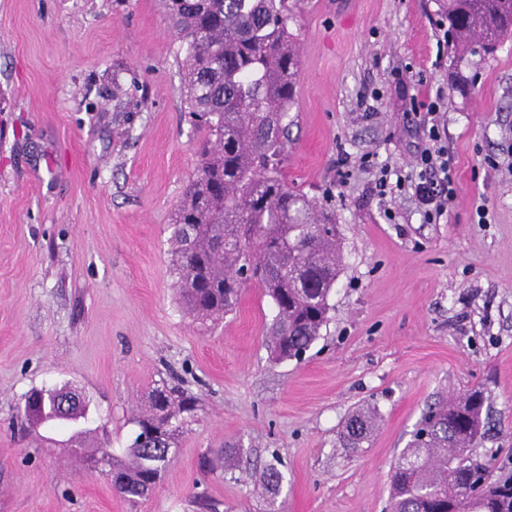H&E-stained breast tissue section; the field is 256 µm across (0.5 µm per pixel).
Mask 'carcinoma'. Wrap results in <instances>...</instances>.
Instances as JSON below:
<instances>
[{"instance_id":"obj_1","label":"carcinoma","mask_w":512,"mask_h":512,"mask_svg":"<svg viewBox=\"0 0 512 512\" xmlns=\"http://www.w3.org/2000/svg\"><path fill=\"white\" fill-rule=\"evenodd\" d=\"M175 36L186 45L185 102L194 121L215 141L198 151L196 176L179 202L171 241L178 256L175 287L193 314L215 319L232 311L241 290L256 282L272 299V360L300 357L328 320L339 269L333 214L288 184V112L300 69L298 35L289 0H163ZM448 68L456 72L475 54H490L512 36V0H447ZM25 394L33 424L57 421L59 393L77 397L67 422L86 416L89 400L71 388ZM482 390L472 388L436 403L423 416L390 474L389 512H512V475L491 480L473 458L485 439ZM196 400L166 386L149 394L135 417L139 428L128 459L112 460V488L129 502L145 498L171 461L172 445ZM178 429H167L168 419ZM377 425L362 409L341 432V447L357 453ZM75 454L109 453L78 430ZM275 494L282 473L263 471Z\"/></svg>"}]
</instances>
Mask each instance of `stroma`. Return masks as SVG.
I'll list each match as a JSON object with an SVG mask.
<instances>
[{"mask_svg": "<svg viewBox=\"0 0 512 512\" xmlns=\"http://www.w3.org/2000/svg\"><path fill=\"white\" fill-rule=\"evenodd\" d=\"M443 6L296 0L286 170L333 211L341 272L319 338L275 363L258 284L215 321L175 289L170 226L207 132L160 0H0V512H202L199 494L216 512H384L424 411L473 387L489 407L477 457L512 470V38L453 74ZM438 96L456 196L429 224L411 191L383 206L376 181L409 171ZM163 383L198 407L134 505L71 454L70 428L20 414L30 390L76 389L83 428L121 459ZM367 407L379 426L349 453L339 432ZM223 448L227 469L204 472Z\"/></svg>", "mask_w": 512, "mask_h": 512, "instance_id": "1", "label": "stroma"}]
</instances>
